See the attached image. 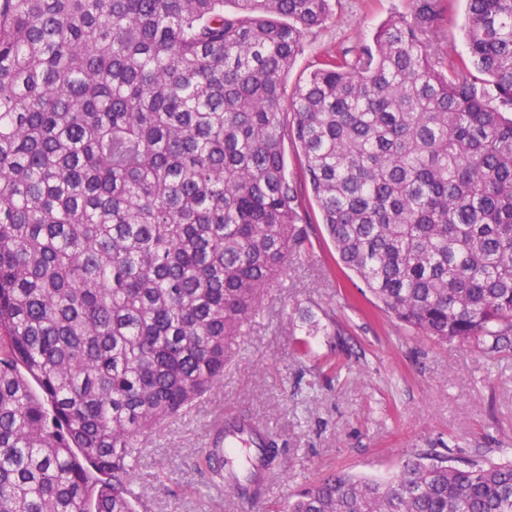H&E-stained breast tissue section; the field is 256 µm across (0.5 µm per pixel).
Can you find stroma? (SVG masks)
Masks as SVG:
<instances>
[{"label": "stroma", "instance_id": "1", "mask_svg": "<svg viewBox=\"0 0 512 512\" xmlns=\"http://www.w3.org/2000/svg\"><path fill=\"white\" fill-rule=\"evenodd\" d=\"M418 0H332L291 69L295 90L320 60L372 41ZM310 244L229 349L224 377L191 409L149 435L132 487L139 512H277L330 471L386 479L406 454L451 448L498 457L512 448V351L489 360L474 345L438 344L393 325L337 263L312 198ZM244 415L281 454L260 496L214 495L197 465L212 426Z\"/></svg>", "mask_w": 512, "mask_h": 512}]
</instances>
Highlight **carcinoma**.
Here are the masks:
<instances>
[{"label":"carcinoma","instance_id":"obj_1","mask_svg":"<svg viewBox=\"0 0 512 512\" xmlns=\"http://www.w3.org/2000/svg\"><path fill=\"white\" fill-rule=\"evenodd\" d=\"M466 2L468 59L423 0L288 97L331 0H0V512H137L148 434L308 241L286 139L399 327L512 349V0ZM283 512H512V453L333 471Z\"/></svg>","mask_w":512,"mask_h":512}]
</instances>
